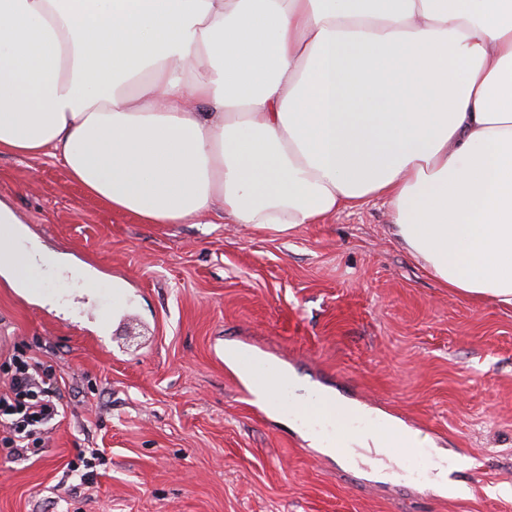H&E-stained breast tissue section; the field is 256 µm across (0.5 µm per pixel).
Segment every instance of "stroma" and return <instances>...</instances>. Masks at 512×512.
<instances>
[{
    "label": "stroma",
    "instance_id": "stroma-1",
    "mask_svg": "<svg viewBox=\"0 0 512 512\" xmlns=\"http://www.w3.org/2000/svg\"><path fill=\"white\" fill-rule=\"evenodd\" d=\"M0 202L69 265L43 264V290L0 274V388L25 353L65 401L42 452L0 447V512H512V306L424 274L385 199L283 238L217 213L144 224L58 159L1 153ZM229 345L361 410L356 430L404 420L418 444L306 443L291 406L244 398ZM88 448L105 463L80 489L68 464Z\"/></svg>",
    "mask_w": 512,
    "mask_h": 512
}]
</instances>
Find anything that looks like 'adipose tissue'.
Masks as SVG:
<instances>
[{
	"instance_id": "adipose-tissue-1",
	"label": "adipose tissue",
	"mask_w": 512,
	"mask_h": 512,
	"mask_svg": "<svg viewBox=\"0 0 512 512\" xmlns=\"http://www.w3.org/2000/svg\"><path fill=\"white\" fill-rule=\"evenodd\" d=\"M1 152L144 224L382 197L428 275L512 305V0H0ZM39 254L0 203V271Z\"/></svg>"
}]
</instances>
